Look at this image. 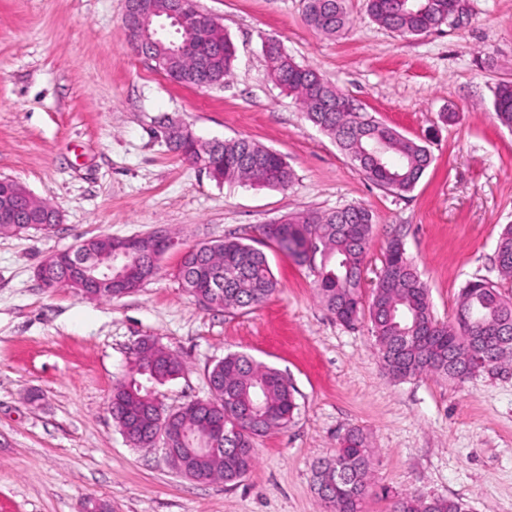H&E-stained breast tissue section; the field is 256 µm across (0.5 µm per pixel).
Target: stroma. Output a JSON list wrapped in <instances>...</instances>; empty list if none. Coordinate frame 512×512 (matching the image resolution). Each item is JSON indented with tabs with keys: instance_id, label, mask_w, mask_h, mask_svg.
<instances>
[{
	"instance_id": "stroma-1",
	"label": "stroma",
	"mask_w": 512,
	"mask_h": 512,
	"mask_svg": "<svg viewBox=\"0 0 512 512\" xmlns=\"http://www.w3.org/2000/svg\"><path fill=\"white\" fill-rule=\"evenodd\" d=\"M237 49L221 86L188 87L127 40L124 0H0V178L50 203V234L0 233V512H325L313 469L352 428L372 446L374 494L418 492L512 512V368L457 383L390 377L369 320L349 327L320 304L316 271L267 249L279 282L251 310L210 309L175 275L184 247L250 237L290 213L355 204L374 218L364 278L399 239L429 288L436 320H453L461 288L481 278L512 299L495 263L512 225V128L494 111L512 82V0H462L441 29L403 38L378 26L366 0H347L343 34L304 20V0H195ZM278 38L364 112L426 144L430 168L397 195L363 177L335 141L275 84L262 52ZM453 121H445L447 113ZM203 141L247 138L281 153L285 190L216 183L171 152L165 120ZM176 233L180 247L135 292L96 301L47 291L42 259L78 241ZM150 338L186 363L157 386L165 408L207 398V370L230 352L279 369L299 413L256 441L257 462L235 484L191 482L157 450L130 447L108 410L132 349Z\"/></svg>"
}]
</instances>
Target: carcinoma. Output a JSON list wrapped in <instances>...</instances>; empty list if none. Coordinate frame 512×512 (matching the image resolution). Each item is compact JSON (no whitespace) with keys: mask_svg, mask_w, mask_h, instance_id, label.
Masks as SVG:
<instances>
[{"mask_svg":"<svg viewBox=\"0 0 512 512\" xmlns=\"http://www.w3.org/2000/svg\"><path fill=\"white\" fill-rule=\"evenodd\" d=\"M367 0L368 11L380 27L401 37L419 36L448 23L454 0ZM304 20L326 35L345 30V0H306ZM192 52L170 67L162 68L172 80L186 86L213 87L232 74L236 47L219 26L201 24L189 37ZM271 79L300 106L305 118L330 135L341 151L364 169L362 175L396 194L414 189L433 162L429 149L402 136L365 112L338 111L336 102L349 97L316 69L296 63L281 42L270 36L263 42ZM494 109L500 123L512 127V83L496 87ZM224 166L211 178L285 190L294 181V170L277 151L246 138L215 142ZM373 215L361 205H347L331 212L287 215L262 226V242L288 254L297 262L321 256L315 288L321 305L337 320L352 325L369 316L375 344L388 374L398 380L437 375L459 381L464 361L448 367V355L467 348L491 351L487 367L498 370L512 361V302L498 286L484 279L468 281L462 288L458 309L479 323L503 325L501 345L471 332L459 321L439 323L433 316L429 289L398 240L388 243L381 270L370 294H365V266ZM146 242L136 260L140 281L157 276L160 264ZM499 272L512 277V225L500 234L496 248ZM186 290L206 307L253 309L278 289L266 253L242 238H226L188 247L178 269ZM185 369L180 357L144 339L134 349L130 379L113 389L109 403L112 420L127 434L134 448H155L162 425L178 427L176 448H197L206 429L224 424L220 454H184L171 460L174 468L186 466L182 477L236 483L257 461L255 441L273 429L284 428L298 414L294 387L275 368L245 353H229L213 364L207 376L217 395L194 400L176 410L159 401L155 386L177 378ZM371 448L366 434L348 430L340 448L314 469V489L327 512H363L372 489ZM388 512H466L463 503L407 493L394 498Z\"/></svg>","mask_w":512,"mask_h":512,"instance_id":"cac0c4a2","label":"carcinoma"}]
</instances>
